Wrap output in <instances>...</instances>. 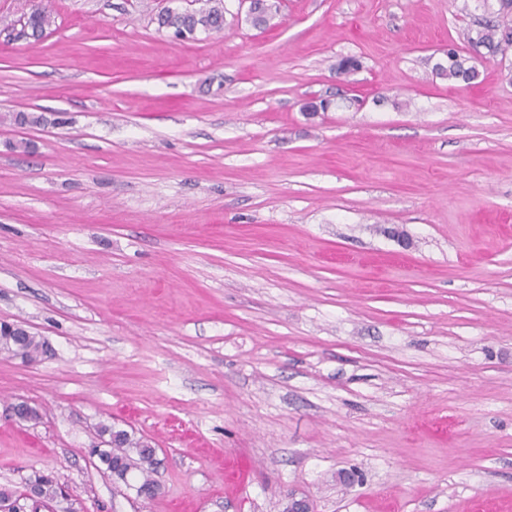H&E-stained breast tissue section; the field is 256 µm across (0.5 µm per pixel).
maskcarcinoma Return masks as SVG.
<instances>
[{
  "label": "carcinoma",
  "instance_id": "1",
  "mask_svg": "<svg viewBox=\"0 0 512 512\" xmlns=\"http://www.w3.org/2000/svg\"><path fill=\"white\" fill-rule=\"evenodd\" d=\"M497 2L496 19L488 21L475 32V36L469 38L470 43L483 47L492 56L512 50V0ZM207 3V7L196 11L166 10L157 16L158 28L172 29L177 36L193 35L199 31H223L224 0H207ZM51 25L50 13L45 10L35 11L23 20L22 31L26 36L38 38ZM436 71L451 82H462L467 86L476 84L479 78V71L471 63V59L451 50L448 51L446 64H436ZM48 351V342L43 337L34 335L20 325L5 323L0 328L1 353L33 361L46 355ZM99 435L104 437L103 443L107 448H91L88 453L106 466L112 481L126 487L132 485L148 494L156 495L159 487L153 475L161 466V460L157 458L156 448L149 440L136 435L133 430L113 425L100 426ZM31 491L42 501H51L57 495V481L51 475L38 474L28 479L21 491L0 487V503L16 504L26 499Z\"/></svg>",
  "mask_w": 512,
  "mask_h": 512
}]
</instances>
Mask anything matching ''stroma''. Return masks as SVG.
I'll use <instances>...</instances> for the list:
<instances>
[{
    "mask_svg": "<svg viewBox=\"0 0 512 512\" xmlns=\"http://www.w3.org/2000/svg\"><path fill=\"white\" fill-rule=\"evenodd\" d=\"M203 5L0 0V322L51 348L0 353V486L54 474L40 512H512V51L434 72L497 0L154 21ZM102 423L153 441V499L95 468ZM208 6L196 11H176L168 9L158 14V29H173V34L194 35L197 31L205 33L221 32L225 24L224 0H207ZM51 14L45 10L32 12L23 20L22 31L25 36L38 38L46 28L52 25ZM30 31V33H29ZM446 64H436L437 74L451 82H462L466 86L475 85L479 78L477 67L471 63L472 58L463 57L448 49Z\"/></svg>",
    "mask_w": 512,
    "mask_h": 512,
    "instance_id": "1",
    "label": "stroma"
}]
</instances>
